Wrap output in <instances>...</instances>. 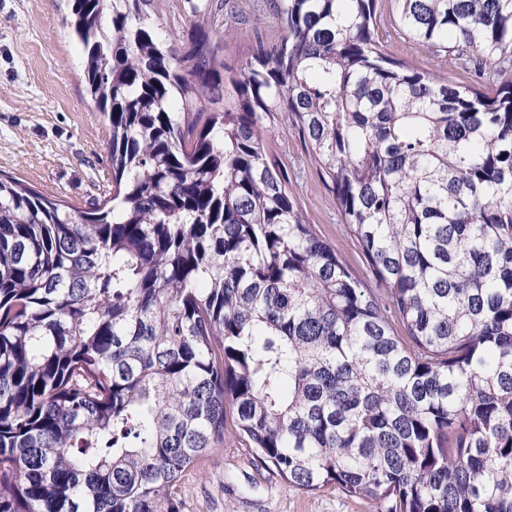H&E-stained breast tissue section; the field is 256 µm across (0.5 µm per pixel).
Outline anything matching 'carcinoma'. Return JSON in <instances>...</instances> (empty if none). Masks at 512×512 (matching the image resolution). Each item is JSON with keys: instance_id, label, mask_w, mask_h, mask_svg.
<instances>
[{"instance_id": "cac0c4a2", "label": "carcinoma", "mask_w": 512, "mask_h": 512, "mask_svg": "<svg viewBox=\"0 0 512 512\" xmlns=\"http://www.w3.org/2000/svg\"><path fill=\"white\" fill-rule=\"evenodd\" d=\"M158 2L73 0L102 204L0 179V512H179L228 433L374 512H512V0H394L475 87L391 57L378 0H268L232 73L235 5ZM279 112L375 287L268 157ZM239 6L235 23L224 19V64L236 69L259 41H277L283 34L264 0H231ZM259 19V21L257 20Z\"/></svg>"}]
</instances>
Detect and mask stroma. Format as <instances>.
Wrapping results in <instances>:
<instances>
[{"label":"stroma","mask_w":512,"mask_h":512,"mask_svg":"<svg viewBox=\"0 0 512 512\" xmlns=\"http://www.w3.org/2000/svg\"><path fill=\"white\" fill-rule=\"evenodd\" d=\"M236 22L224 25L223 55L237 68L258 42L283 30L265 0H235ZM70 0H0V174L82 209L111 177L109 123L85 89L82 55L66 24ZM394 58L473 84L474 74L437 63L422 47L392 35ZM271 160L287 171L307 223L359 279L367 264L343 225L331 193L312 160V147L287 113L264 130ZM180 512H368L364 501L330 488L306 492L260 464L244 443L225 436L184 474L176 488Z\"/></svg>","instance_id":"35a3bbf8"}]
</instances>
